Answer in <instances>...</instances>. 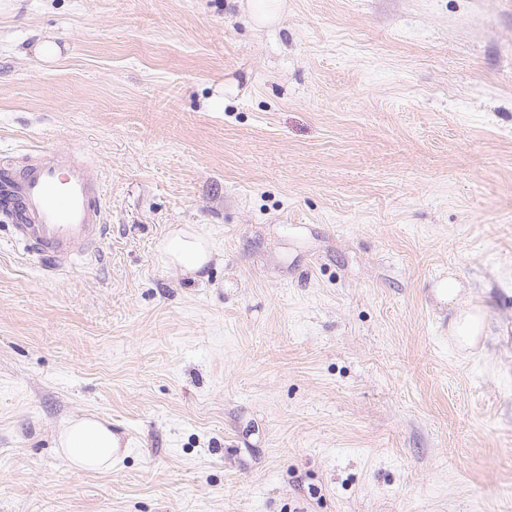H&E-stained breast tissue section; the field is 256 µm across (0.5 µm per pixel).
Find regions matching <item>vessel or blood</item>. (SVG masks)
<instances>
[{
	"instance_id": "vessel-or-blood-1",
	"label": "vessel or blood",
	"mask_w": 512,
	"mask_h": 512,
	"mask_svg": "<svg viewBox=\"0 0 512 512\" xmlns=\"http://www.w3.org/2000/svg\"><path fill=\"white\" fill-rule=\"evenodd\" d=\"M0 205L15 241L48 274L99 256L110 234L103 184L79 153L38 149L19 167L0 157Z\"/></svg>"
}]
</instances>
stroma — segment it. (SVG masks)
Returning <instances> with one entry per match:
<instances>
[{
  "label": "stroma",
  "instance_id": "35a3bbf8",
  "mask_svg": "<svg viewBox=\"0 0 512 512\" xmlns=\"http://www.w3.org/2000/svg\"><path fill=\"white\" fill-rule=\"evenodd\" d=\"M34 146L112 232L47 280L0 221V512H512V0H0V155ZM91 414L107 471L57 448ZM247 10L259 25L274 22L284 8V0H247ZM163 249L173 265L193 276L205 269L212 260L205 239L189 229L176 234L164 244ZM464 288L453 276L441 281L435 288V294L441 302L448 303L451 310L449 320L450 338L459 349L475 348L485 336L486 314L480 307H471L462 299Z\"/></svg>",
  "mask_w": 512,
  "mask_h": 512
}]
</instances>
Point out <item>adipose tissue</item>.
Wrapping results in <instances>:
<instances>
[{
  "label": "adipose tissue",
  "instance_id": "obj_1",
  "mask_svg": "<svg viewBox=\"0 0 512 512\" xmlns=\"http://www.w3.org/2000/svg\"><path fill=\"white\" fill-rule=\"evenodd\" d=\"M169 261L183 272L197 274L212 260L205 239L186 229L176 234L163 246ZM463 290L456 278L441 281L437 298L448 304L451 315L449 333L459 349L476 347L486 331V314L482 308L470 306L462 297ZM59 445L69 463L87 471H103L112 464L116 439L106 420L87 416L71 422L64 428Z\"/></svg>",
  "mask_w": 512,
  "mask_h": 512
}]
</instances>
